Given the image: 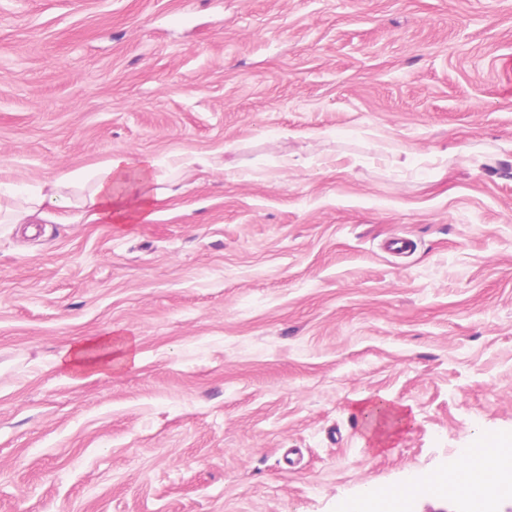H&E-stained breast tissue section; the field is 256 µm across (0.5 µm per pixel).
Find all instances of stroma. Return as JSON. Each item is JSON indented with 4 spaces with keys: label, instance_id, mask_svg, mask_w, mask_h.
Returning a JSON list of instances; mask_svg holds the SVG:
<instances>
[{
    "label": "stroma",
    "instance_id": "obj_1",
    "mask_svg": "<svg viewBox=\"0 0 512 512\" xmlns=\"http://www.w3.org/2000/svg\"><path fill=\"white\" fill-rule=\"evenodd\" d=\"M510 57L512 0H0V182L192 162L0 227V512H338L512 436ZM156 162L151 157L132 161L126 156H114L89 172L67 174L57 181L49 192L43 188L37 195L25 198L20 204H0L1 224H31V219L49 203L70 207L77 205L92 214L101 224H113L117 232L125 224H148L161 213L162 208L175 195L170 189L160 188L156 175ZM73 185L90 183L89 190L76 202L61 193L62 183ZM139 362L137 339L133 336H84L74 340L56 365L70 379L81 381L90 373L134 369ZM359 410L365 421L364 442L371 450L388 446L391 433L408 421L406 414L399 413L383 397L361 405Z\"/></svg>",
    "mask_w": 512,
    "mask_h": 512
}]
</instances>
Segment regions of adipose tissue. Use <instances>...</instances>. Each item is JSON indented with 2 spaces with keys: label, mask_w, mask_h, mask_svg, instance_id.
<instances>
[{
  "label": "adipose tissue",
  "mask_w": 512,
  "mask_h": 512,
  "mask_svg": "<svg viewBox=\"0 0 512 512\" xmlns=\"http://www.w3.org/2000/svg\"><path fill=\"white\" fill-rule=\"evenodd\" d=\"M155 168V160L149 157L136 161L121 155L111 157L91 171L68 174L72 184L88 187L78 198L65 196L56 184L49 192L25 198L22 203L0 205V223H30L48 203L79 206L94 220L114 225L119 232L128 224L150 223L173 196L171 190L161 187ZM139 362L135 337L84 336L62 353L57 366L67 377L79 381L90 373L133 369ZM360 412L365 421L364 442L374 450L388 446L392 432L408 420L384 398L361 405ZM438 485L463 512H473L479 494L512 493V440L500 436L490 446L484 432H477L468 447L459 449L454 471L417 476L399 485L366 486L354 500L356 512H412L417 493H433Z\"/></svg>",
  "instance_id": "ef3b65f1"
}]
</instances>
